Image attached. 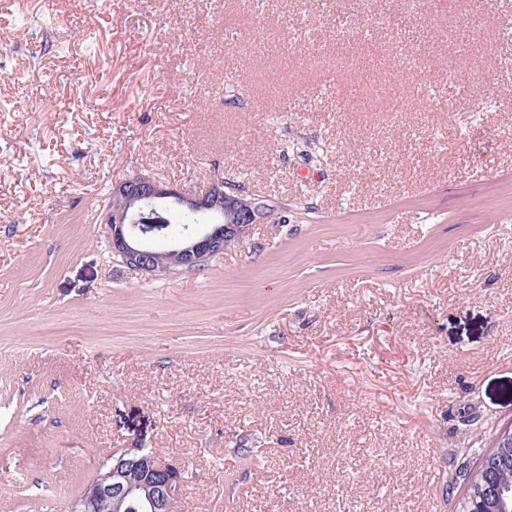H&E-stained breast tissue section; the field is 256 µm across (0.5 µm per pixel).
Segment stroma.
I'll return each mask as SVG.
<instances>
[{"instance_id": "1", "label": "stroma", "mask_w": 512, "mask_h": 512, "mask_svg": "<svg viewBox=\"0 0 512 512\" xmlns=\"http://www.w3.org/2000/svg\"><path fill=\"white\" fill-rule=\"evenodd\" d=\"M278 210L112 255L113 182ZM512 422V0H0V512L113 451L175 512H452ZM112 196L120 199V207L109 209L119 205ZM112 196L102 218L110 229L108 244L112 255L126 266L154 276L169 273L177 266H204L212 257L224 253L228 241L243 238L254 224L262 223L278 209L275 199L224 190L223 180L212 182L204 194L193 195L151 176L135 175L115 181ZM170 206L187 213L211 211L220 206L223 220L190 228L171 240L167 250L158 251L153 246V237L145 234L144 227L137 223H164L161 215ZM499 429L491 428L489 431H480L476 435V444L481 448L477 455L469 458L459 471V495L455 502L454 509L456 512H491L484 509L487 502L490 506L502 507L499 499H488L486 502L480 494L478 486L479 477L476 474L477 470L470 472L473 466L477 463L481 455H485L484 461H488L489 457L496 451L503 452V448H498L499 442Z\"/></svg>"}]
</instances>
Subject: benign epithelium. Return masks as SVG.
<instances>
[{"label": "benign epithelium", "instance_id": "7a95c632", "mask_svg": "<svg viewBox=\"0 0 512 512\" xmlns=\"http://www.w3.org/2000/svg\"><path fill=\"white\" fill-rule=\"evenodd\" d=\"M112 196L121 206L106 209L103 223L110 229L108 244L112 255L135 270L159 275L177 266L200 268L212 257L224 252L225 244L243 238L255 224L262 223L278 209L272 198L243 196L224 190V181L212 182L208 191L193 195L162 183L151 176L135 175L112 184ZM171 206L187 213L224 212L216 224H201L171 240L165 251L153 246V237L140 223L161 224V215ZM183 489L181 471L161 463L147 448H128L112 453L85 487L71 512H174V504Z\"/></svg>", "mask_w": 512, "mask_h": 512}]
</instances>
